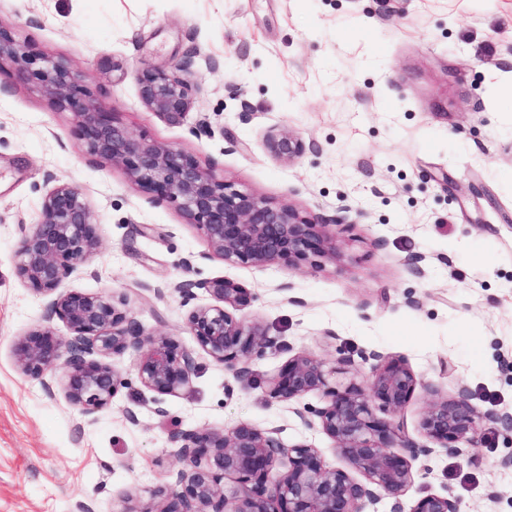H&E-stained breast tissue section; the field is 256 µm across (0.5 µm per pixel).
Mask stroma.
Masks as SVG:
<instances>
[{"label": "stroma", "instance_id": "35a3bbf8", "mask_svg": "<svg viewBox=\"0 0 512 512\" xmlns=\"http://www.w3.org/2000/svg\"><path fill=\"white\" fill-rule=\"evenodd\" d=\"M0 27L82 73L135 137L257 198L345 218L335 252L297 268L224 262L176 203L85 152L72 114L0 62V512H145L182 467L171 435L195 427L276 428L284 446L311 443L342 467L319 427L264 395L302 350L330 364L404 358L420 380L399 415L415 444L433 397L466 391L485 416L477 447L419 457L407 493L381 496L377 512H408L430 493L462 512H512V434L493 420L512 412V0H0ZM181 63L193 107L175 123L141 103L136 75ZM273 126L302 138L304 155L272 158ZM64 182L84 194L100 248L63 291L127 296L146 332L192 351L189 389L158 397L131 350L113 359L111 407L84 416L19 373V336L45 322L70 334L14 274L24 228ZM217 277L255 294L246 316L281 342L245 382L187 329L207 294L189 304L173 288Z\"/></svg>", "mask_w": 512, "mask_h": 512}]
</instances>
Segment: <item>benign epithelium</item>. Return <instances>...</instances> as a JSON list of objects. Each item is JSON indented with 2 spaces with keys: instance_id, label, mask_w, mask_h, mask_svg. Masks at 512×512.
Masks as SVG:
<instances>
[{
  "instance_id": "benign-epithelium-1",
  "label": "benign epithelium",
  "mask_w": 512,
  "mask_h": 512,
  "mask_svg": "<svg viewBox=\"0 0 512 512\" xmlns=\"http://www.w3.org/2000/svg\"><path fill=\"white\" fill-rule=\"evenodd\" d=\"M3 59L22 73L37 66L33 75L59 108L73 114L85 150L122 165L153 196L177 203L212 253L224 261L294 268L333 249L328 226L342 220L315 222L291 205H274L233 189L190 154L135 138L98 102L82 75L61 61L30 53L11 31L0 27ZM137 81L144 106L168 120L178 121L191 110L190 86L178 75L145 67ZM265 146L274 159L285 163L305 152L301 138L279 127L268 130ZM99 248L84 195L69 183H59L45 195L39 221L24 230L15 267L17 277L33 292L51 298L48 318L62 320L70 330L67 339L48 324L29 330L15 343V365L24 376L40 381L51 396L56 387L53 374L63 369L65 397L83 415L112 405L120 380L106 362L111 356L137 351L140 383L160 396L190 388L196 372L193 352L172 336L145 333L125 297L58 292ZM195 288L205 290L214 303L190 312L189 332L224 370L244 379L250 363L279 345L260 322L239 315L256 296L226 277L174 284L189 300L195 298ZM361 359L370 363L367 381L351 377L338 385L336 375L348 373L351 361L338 359L329 366L299 351L267 379L265 387L266 397L279 403L290 404L310 393L322 395L325 404L314 410L316 420L304 409L295 408L293 413L309 427L318 425L350 470L326 468L319 450L307 443L284 447L278 428L241 422L221 430H182L171 441L183 468L173 486L154 492L162 500L154 512H369L379 500L377 491L396 499L405 494L419 456H429L437 447L455 454L476 447L483 416L469 402L466 390L453 399L427 402L421 428L431 445L418 446L395 419L414 396L416 374L399 358L371 352L361 354ZM377 408L391 417L378 416ZM397 443L409 449L410 457L389 451ZM227 478L239 484L230 498L224 493ZM408 512H460V504L448 494H428Z\"/></svg>"
}]
</instances>
